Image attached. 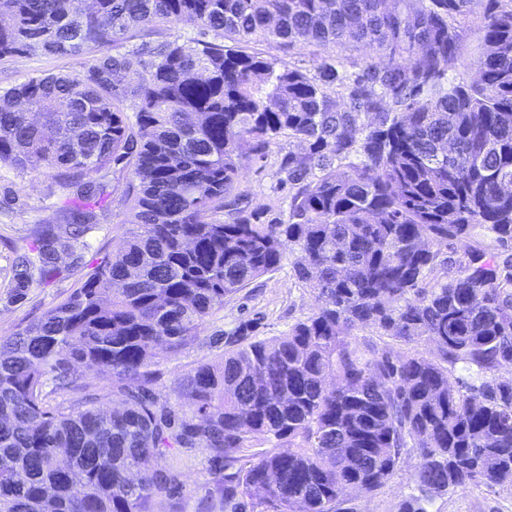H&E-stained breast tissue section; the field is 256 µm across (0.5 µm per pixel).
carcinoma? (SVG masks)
<instances>
[{
  "instance_id": "obj_1",
  "label": "carcinoma",
  "mask_w": 512,
  "mask_h": 512,
  "mask_svg": "<svg viewBox=\"0 0 512 512\" xmlns=\"http://www.w3.org/2000/svg\"><path fill=\"white\" fill-rule=\"evenodd\" d=\"M93 2L0 0V58L90 55L82 75L0 90V165L73 202L65 223L31 229L8 299L79 267L73 242L109 195L92 174H125L132 225L64 300L0 337V512H153L177 482L147 463L176 448L208 451L224 512H354L347 488H383L406 448L421 463L400 512L512 483V380L497 377L512 367V0ZM470 16L477 76L459 81ZM184 19L196 37L133 42L142 23ZM256 42L375 44L385 60L305 69ZM284 140L302 145L279 162L288 215L264 220L241 179ZM461 239L474 246L439 271ZM287 249L315 312L271 339L230 337L183 378L189 409L160 400L154 350L194 342ZM362 326L434 351L394 358L357 343ZM111 392L123 405L106 410Z\"/></svg>"
}]
</instances>
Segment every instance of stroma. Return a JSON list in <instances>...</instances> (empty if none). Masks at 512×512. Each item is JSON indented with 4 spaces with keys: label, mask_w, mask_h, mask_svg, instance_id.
<instances>
[{
    "label": "stroma",
    "mask_w": 512,
    "mask_h": 512,
    "mask_svg": "<svg viewBox=\"0 0 512 512\" xmlns=\"http://www.w3.org/2000/svg\"><path fill=\"white\" fill-rule=\"evenodd\" d=\"M83 57H56L22 54L0 58V87L5 88L32 76L61 71L85 72ZM279 147H272L261 167H248L242 187L249 193L251 209L266 217L285 216L288 195L277 188ZM111 195L99 214V222L86 237L74 244L83 257L84 268H92L105 255L117 250L129 231L126 215L130 202L125 194V178L104 173ZM60 200L47 190L46 178L36 172L20 173L0 169V280L4 279L13 249L26 247L28 233L36 224L59 219ZM295 252L285 251L280 268L225 300L221 309L208 316L197 330L198 339L181 352L172 354L156 349L151 367L159 378L156 390L181 405L174 389L184 373L203 363H214L224 356L221 336L232 334L244 341L270 338L287 332L295 322L310 316L317 307L314 294L295 285L292 264ZM77 275L57 279L32 289L24 301L10 304L0 296V337L14 333L47 309L66 298L77 283ZM421 462L417 449H406L395 476L379 491L359 495L346 493L356 512H398L399 502ZM172 471L182 484L180 494L163 504L161 512H219L209 495L213 486L208 453L201 448H178L168 458ZM434 512H512V484L473 486L437 498Z\"/></svg>",
    "instance_id": "35a3bbf8"
}]
</instances>
